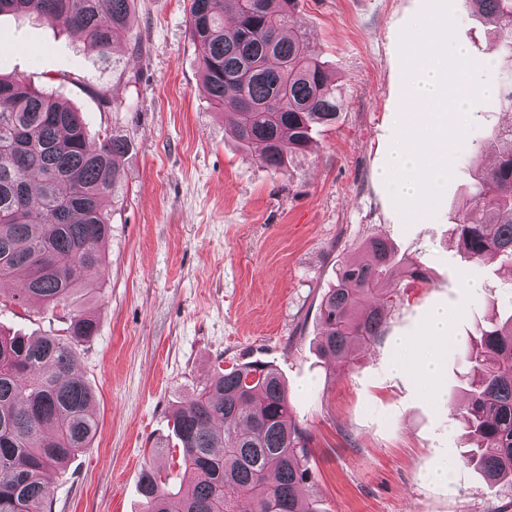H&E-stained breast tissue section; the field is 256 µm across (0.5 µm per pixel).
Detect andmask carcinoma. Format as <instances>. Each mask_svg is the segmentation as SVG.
I'll list each match as a JSON object with an SVG mask.
<instances>
[{
    "label": "carcinoma",
    "mask_w": 512,
    "mask_h": 512,
    "mask_svg": "<svg viewBox=\"0 0 512 512\" xmlns=\"http://www.w3.org/2000/svg\"><path fill=\"white\" fill-rule=\"evenodd\" d=\"M133 0H0V14L34 13L80 33L106 61L114 37L130 28ZM189 30L200 50L202 82L230 115L234 136L260 146L259 162L277 170L309 150L312 132L333 124L344 102L311 49L298 0H189ZM495 25L502 80L499 101L512 111V0H465ZM234 24L228 28L226 17ZM124 135L91 143L81 111L65 100L0 75V282L9 298L67 308L104 271L111 232L104 201L123 200ZM496 159L480 170L457 222L460 246L475 261L512 266V123L498 134ZM399 260L383 237L371 238L336 270L318 306V350L342 363L383 335L385 288ZM94 314L70 311L67 335L0 337V512H47L48 474L89 447L98 423L94 395L75 369L78 344L96 331ZM466 434L476 441L467 464L488 482L512 478V302L469 349ZM180 461L192 480L175 488L145 470L144 512H320L299 485L311 473V435L292 421L278 370L254 360L199 382L173 417Z\"/></svg>",
    "instance_id": "obj_1"
}]
</instances>
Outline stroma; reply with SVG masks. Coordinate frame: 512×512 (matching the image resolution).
Segmentation results:
<instances>
[{
    "mask_svg": "<svg viewBox=\"0 0 512 512\" xmlns=\"http://www.w3.org/2000/svg\"><path fill=\"white\" fill-rule=\"evenodd\" d=\"M429 0H299L313 50L344 100L290 169L263 167L202 87L189 0H134L133 26L116 35L118 65L32 14L0 15V73L56 91L79 108L90 142H132L121 161L124 199L104 244L105 271L86 285L97 318L76 368L94 394L99 427L89 448L52 476V512H143L140 477L173 485V415L214 368L260 359L281 372L296 423L311 434L312 476L300 495L320 512H512V481L488 485L464 462V346L512 300V269L469 260L455 223L474 165L494 155L512 117L479 99L467 128L478 144L449 143V176L433 212L394 198L376 176L411 105L403 32ZM451 49L482 64L497 86L494 27L452 0ZM140 51H133V43ZM109 87L118 105L91 92ZM380 235L430 279L396 273L384 334L349 363L320 359L318 305L339 263ZM447 340L422 343L434 309ZM67 311L0 305V332L60 336ZM434 353L436 379L413 363L396 370L397 341ZM447 469L445 481L434 480Z\"/></svg>",
    "mask_w": 512,
    "mask_h": 512,
    "instance_id": "obj_1",
    "label": "stroma"
}]
</instances>
